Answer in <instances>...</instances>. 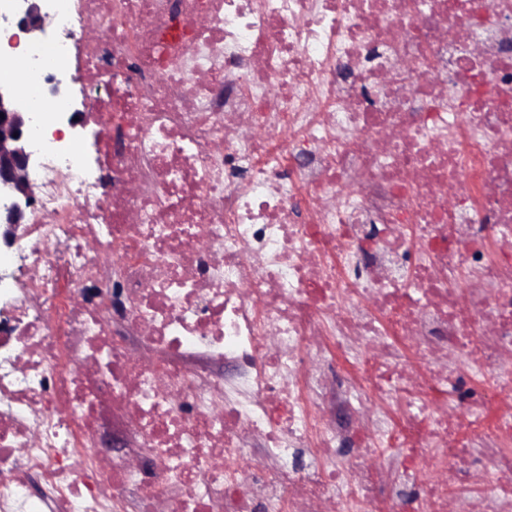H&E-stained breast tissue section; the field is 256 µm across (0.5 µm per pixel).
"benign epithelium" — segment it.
Masks as SVG:
<instances>
[{"label": "benign epithelium", "instance_id": "obj_1", "mask_svg": "<svg viewBox=\"0 0 512 512\" xmlns=\"http://www.w3.org/2000/svg\"><path fill=\"white\" fill-rule=\"evenodd\" d=\"M11 13L0 12V42L17 39L9 26L32 38L46 33L47 0H13ZM30 116L11 85L0 84V245L17 243L25 210L35 203L31 172L38 166L27 139Z\"/></svg>", "mask_w": 512, "mask_h": 512}]
</instances>
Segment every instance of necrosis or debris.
<instances>
[{"label": "necrosis or debris", "mask_w": 512, "mask_h": 512, "mask_svg": "<svg viewBox=\"0 0 512 512\" xmlns=\"http://www.w3.org/2000/svg\"><path fill=\"white\" fill-rule=\"evenodd\" d=\"M510 18L52 0L57 38L0 57L42 157L0 512H512ZM56 74L94 168L46 136Z\"/></svg>", "instance_id": "obj_1"}]
</instances>
